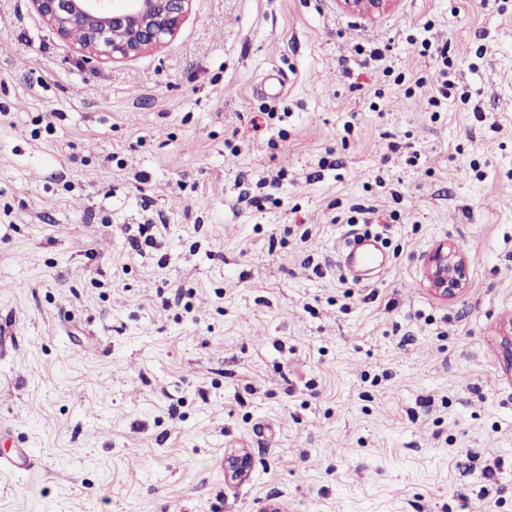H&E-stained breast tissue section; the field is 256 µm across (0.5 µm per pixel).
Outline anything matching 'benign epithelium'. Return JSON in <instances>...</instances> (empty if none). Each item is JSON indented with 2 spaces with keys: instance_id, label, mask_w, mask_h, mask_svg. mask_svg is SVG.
Here are the masks:
<instances>
[{
  "instance_id": "benign-epithelium-1",
  "label": "benign epithelium",
  "mask_w": 512,
  "mask_h": 512,
  "mask_svg": "<svg viewBox=\"0 0 512 512\" xmlns=\"http://www.w3.org/2000/svg\"><path fill=\"white\" fill-rule=\"evenodd\" d=\"M35 12L60 39L71 40L83 58L130 59L170 42L192 8L193 0H30ZM397 0H336L348 13L371 18ZM467 256L441 243L425 259V278L439 298L452 299L463 290ZM250 456L234 450L224 457L231 479L244 477Z\"/></svg>"
}]
</instances>
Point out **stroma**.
I'll return each instance as SVG.
<instances>
[{"mask_svg": "<svg viewBox=\"0 0 512 512\" xmlns=\"http://www.w3.org/2000/svg\"><path fill=\"white\" fill-rule=\"evenodd\" d=\"M353 228L388 241L368 281ZM511 323L512 0H193L104 63L0 0V428L34 459L0 512H512ZM397 0H336L338 7L345 12L371 18L390 9ZM433 47L432 41L429 37H424L421 40V50L419 55L422 57L431 56L438 60L439 64L435 70L436 82L439 84V94L444 99H448V91L452 89L453 83L448 79V51L445 46L437 47L431 51ZM437 54V56H435ZM467 256L455 246L440 243L425 259V278L430 290L439 298L452 299L463 290ZM250 456L244 450H234L224 457V472L230 479L244 477L248 472Z\"/></svg>", "mask_w": 512, "mask_h": 512, "instance_id": "obj_1", "label": "stroma"}]
</instances>
